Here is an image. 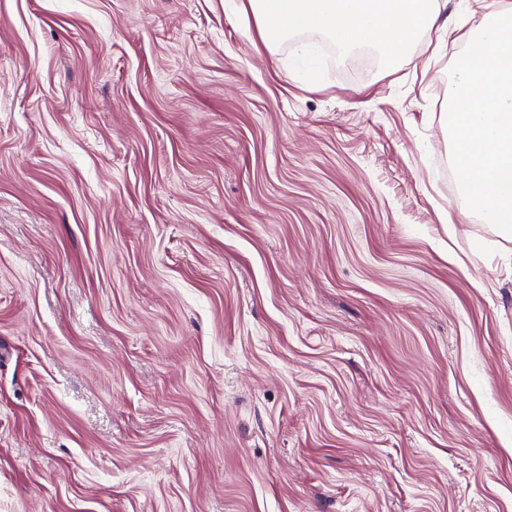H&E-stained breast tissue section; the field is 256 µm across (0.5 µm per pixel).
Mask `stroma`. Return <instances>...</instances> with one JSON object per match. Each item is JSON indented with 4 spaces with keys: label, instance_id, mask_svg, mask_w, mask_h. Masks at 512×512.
<instances>
[{
    "label": "stroma",
    "instance_id": "stroma-1",
    "mask_svg": "<svg viewBox=\"0 0 512 512\" xmlns=\"http://www.w3.org/2000/svg\"><path fill=\"white\" fill-rule=\"evenodd\" d=\"M447 43L308 83L224 0H0V512H512V240Z\"/></svg>",
    "mask_w": 512,
    "mask_h": 512
}]
</instances>
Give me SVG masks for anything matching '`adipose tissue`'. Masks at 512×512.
I'll use <instances>...</instances> for the list:
<instances>
[{
	"instance_id": "ef3b65f1",
	"label": "adipose tissue",
	"mask_w": 512,
	"mask_h": 512,
	"mask_svg": "<svg viewBox=\"0 0 512 512\" xmlns=\"http://www.w3.org/2000/svg\"><path fill=\"white\" fill-rule=\"evenodd\" d=\"M250 11L269 51L289 45L291 63L317 80L319 64L305 38L318 36L339 53L359 49L379 56L385 65L412 62L419 44L443 33L447 0H228Z\"/></svg>"
}]
</instances>
